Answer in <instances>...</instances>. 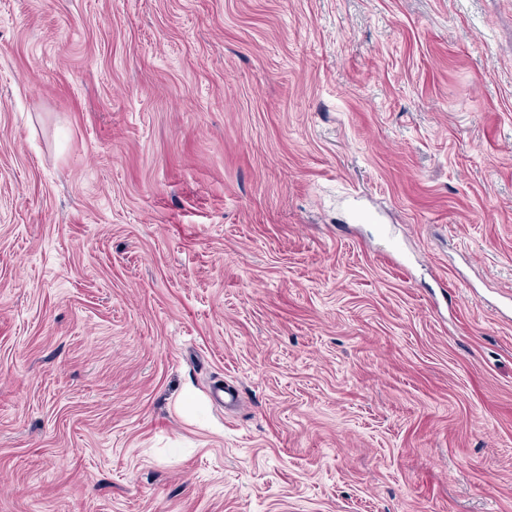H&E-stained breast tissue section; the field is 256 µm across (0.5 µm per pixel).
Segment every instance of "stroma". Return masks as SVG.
Returning <instances> with one entry per match:
<instances>
[{
  "label": "stroma",
  "instance_id": "35a3bbf8",
  "mask_svg": "<svg viewBox=\"0 0 512 512\" xmlns=\"http://www.w3.org/2000/svg\"><path fill=\"white\" fill-rule=\"evenodd\" d=\"M509 293L512 0H0V512H512Z\"/></svg>",
  "mask_w": 512,
  "mask_h": 512
}]
</instances>
